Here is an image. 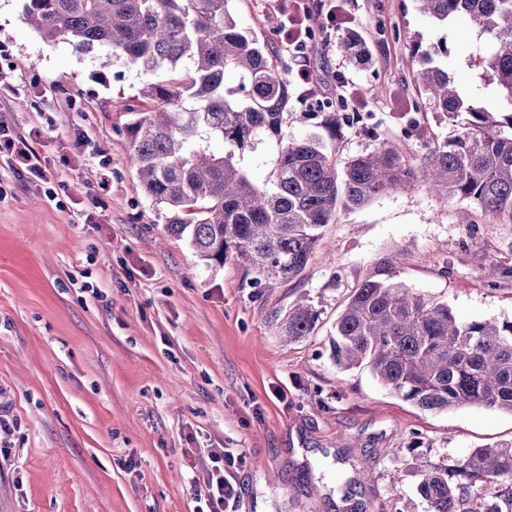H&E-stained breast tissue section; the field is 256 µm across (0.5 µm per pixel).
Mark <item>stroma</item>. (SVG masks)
Wrapping results in <instances>:
<instances>
[{"label":"stroma","mask_w":512,"mask_h":512,"mask_svg":"<svg viewBox=\"0 0 512 512\" xmlns=\"http://www.w3.org/2000/svg\"><path fill=\"white\" fill-rule=\"evenodd\" d=\"M367 55L314 26L309 59L320 100L355 120L329 136L293 87L294 114L243 164L270 183L280 141L320 137L337 167L386 142L419 164L454 132L414 80V43H446L436 60L460 91L488 100L480 41L466 17L434 24L413 0H341ZM239 26L276 63L296 62L279 38L280 0H232ZM23 0H0V123L37 132L68 210L0 159V512H193L214 452L244 449L236 512H426L417 461L444 468L472 448L512 440V414L481 406L419 410L360 367L339 371L330 341L349 297L380 259L401 253L396 279L447 303L464 321L512 320V222L466 199L420 187L337 209L293 280L249 285L235 260L204 266L171 236L145 194L126 128L148 75L125 60L44 40ZM86 145L74 150L77 136ZM472 223H462L464 212ZM504 275L490 283L486 271ZM318 312L310 336L282 328L299 302ZM371 470L346 500L337 472Z\"/></svg>","instance_id":"stroma-1"}]
</instances>
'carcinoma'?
I'll return each instance as SVG.
<instances>
[{
	"mask_svg": "<svg viewBox=\"0 0 512 512\" xmlns=\"http://www.w3.org/2000/svg\"><path fill=\"white\" fill-rule=\"evenodd\" d=\"M230 0H25L24 20L42 38L86 53L123 58L148 82L127 127L131 162L146 195L168 213L167 230L185 238L205 266L232 258L254 273L257 288L300 274L321 228L339 207H361L394 190L425 184L472 201L485 215L512 220V0H413L446 23L467 17L483 38L478 64L495 96L468 100L448 72L433 65L444 45L414 54L425 63L416 81L456 133L409 167L384 143L342 171L320 142L282 143L272 186L255 184L241 165L260 136L278 135L291 100L285 70L239 28ZM232 71L237 84L228 86ZM324 123L336 136L348 118L327 103ZM223 149L215 152L211 142ZM401 255L363 281L336 321L330 356L347 371L366 364L388 390L423 411L475 404L512 414V321L462 322L445 303L394 281ZM318 312L296 305L284 331L312 333ZM417 496L430 512H512V441L473 449L455 465L425 470Z\"/></svg>",
	"mask_w": 512,
	"mask_h": 512,
	"instance_id": "obj_1",
	"label": "carcinoma"
}]
</instances>
